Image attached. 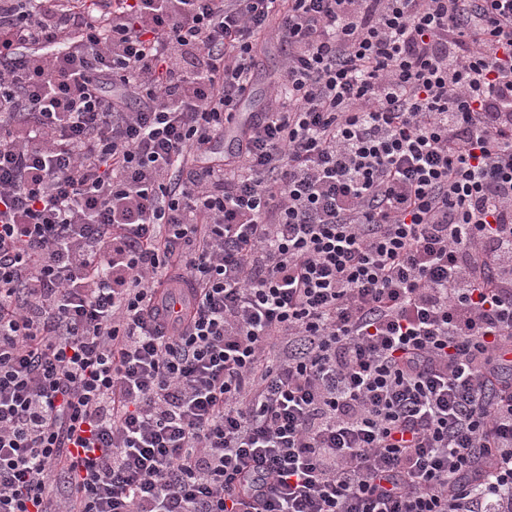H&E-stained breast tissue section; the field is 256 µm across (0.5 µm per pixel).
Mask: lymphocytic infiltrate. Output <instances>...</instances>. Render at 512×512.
Instances as JSON below:
<instances>
[{"mask_svg": "<svg viewBox=\"0 0 512 512\" xmlns=\"http://www.w3.org/2000/svg\"><path fill=\"white\" fill-rule=\"evenodd\" d=\"M0 512H512V0H0ZM256 59L259 64L254 78V94L243 105V112L259 110L264 104V91L270 76L275 73L281 62V51L278 46L259 43Z\"/></svg>", "mask_w": 512, "mask_h": 512, "instance_id": "1", "label": "lymphocytic infiltrate"}]
</instances>
